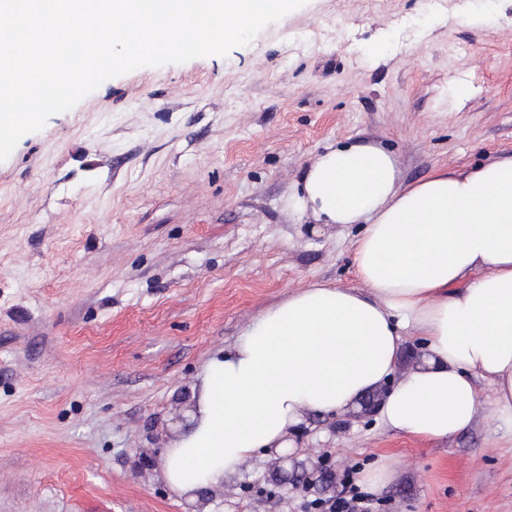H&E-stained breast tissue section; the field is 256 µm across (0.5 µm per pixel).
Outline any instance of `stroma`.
Returning <instances> with one entry per match:
<instances>
[{
  "label": "stroma",
  "instance_id": "1",
  "mask_svg": "<svg viewBox=\"0 0 512 512\" xmlns=\"http://www.w3.org/2000/svg\"><path fill=\"white\" fill-rule=\"evenodd\" d=\"M308 0L227 56L107 80L0 162V512H187L161 458L198 375L291 292L359 287L360 225L286 199L314 156L380 142L403 183L512 153V0ZM384 46L373 55V46ZM298 461L392 465L380 512H512V432L396 435L305 414ZM269 455L205 512H303Z\"/></svg>",
  "mask_w": 512,
  "mask_h": 512
}]
</instances>
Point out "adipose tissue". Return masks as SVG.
<instances>
[{
  "instance_id": "obj_1",
  "label": "adipose tissue",
  "mask_w": 512,
  "mask_h": 512,
  "mask_svg": "<svg viewBox=\"0 0 512 512\" xmlns=\"http://www.w3.org/2000/svg\"><path fill=\"white\" fill-rule=\"evenodd\" d=\"M288 205L318 224L362 225L360 285L289 294L207 363L190 425L162 457L177 494L285 454L305 414L344 411L385 383L378 420L393 432L449 439L483 412L512 427V155L405 186L391 150L338 141L311 161ZM410 336L424 362L403 374Z\"/></svg>"
}]
</instances>
